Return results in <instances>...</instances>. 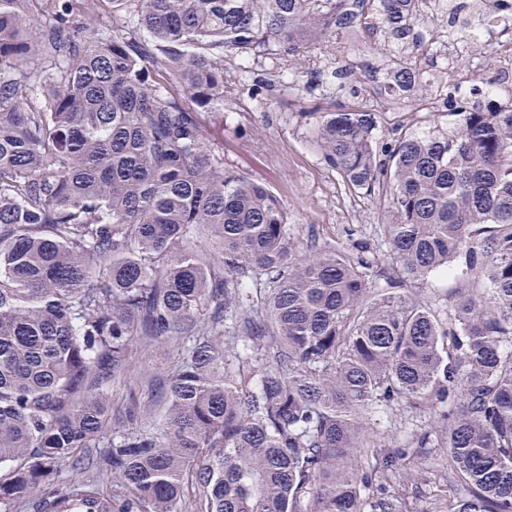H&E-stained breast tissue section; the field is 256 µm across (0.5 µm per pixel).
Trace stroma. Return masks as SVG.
<instances>
[{
    "label": "stroma",
    "instance_id": "35a3bbf8",
    "mask_svg": "<svg viewBox=\"0 0 512 512\" xmlns=\"http://www.w3.org/2000/svg\"><path fill=\"white\" fill-rule=\"evenodd\" d=\"M340 63H366L380 70L384 58L368 52L359 40L341 49L315 45L300 60L252 61L247 70L230 71L231 105L221 112L202 113L201 119L224 142L225 169L266 183L281 198L300 242L325 246L349 241L374 247L382 222L378 208L365 198L346 195L335 170L309 142V127L300 115L312 109V95L302 89L288 94L259 86L260 79L274 71L285 75L313 67L329 73ZM192 343V337L180 336L137 346L132 376L112 378L100 387L108 406L102 431L81 452L77 464L59 470L52 489H64L78 475L111 485V476L97 466L99 458L131 431H160L163 391Z\"/></svg>",
    "mask_w": 512,
    "mask_h": 512
}]
</instances>
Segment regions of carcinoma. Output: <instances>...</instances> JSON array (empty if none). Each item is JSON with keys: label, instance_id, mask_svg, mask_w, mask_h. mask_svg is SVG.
I'll use <instances>...</instances> for the list:
<instances>
[{"label": "carcinoma", "instance_id": "cac0c4a2", "mask_svg": "<svg viewBox=\"0 0 512 512\" xmlns=\"http://www.w3.org/2000/svg\"><path fill=\"white\" fill-rule=\"evenodd\" d=\"M128 2L143 38L98 0H0V509L403 512L405 467L444 448L448 512H512V112L378 135L375 99L424 81L406 43L428 0ZM351 32L389 50L387 80L301 116L386 220L356 254L300 243L200 120L224 111L226 61ZM435 274L446 315L406 292ZM175 336L195 342L163 432L102 457L112 490L49 489L102 427L98 380ZM386 408L430 421L390 448Z\"/></svg>", "mask_w": 512, "mask_h": 512}]
</instances>
